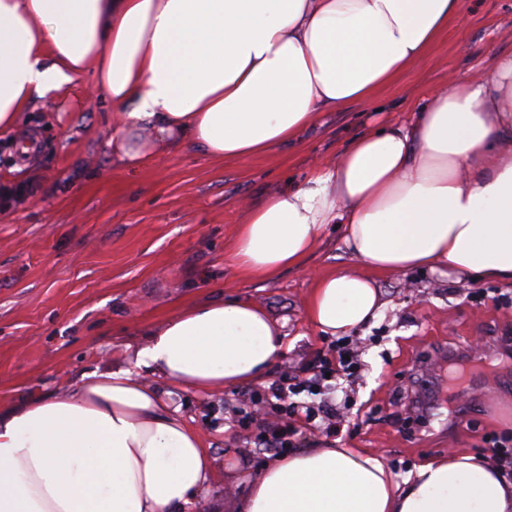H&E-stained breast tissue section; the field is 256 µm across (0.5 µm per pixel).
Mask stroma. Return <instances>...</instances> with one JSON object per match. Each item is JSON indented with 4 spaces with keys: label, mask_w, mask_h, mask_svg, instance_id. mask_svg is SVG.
<instances>
[{
    "label": "stroma",
    "mask_w": 512,
    "mask_h": 512,
    "mask_svg": "<svg viewBox=\"0 0 512 512\" xmlns=\"http://www.w3.org/2000/svg\"><path fill=\"white\" fill-rule=\"evenodd\" d=\"M512 54V0H464L461 21L375 104L322 113L299 140L242 160H215L183 143L130 171L113 159L114 122L103 96L87 104L94 73L37 100L0 133V409L56 393L95 369L133 368L152 331L186 307L237 297L283 326L286 348L261 379L218 394L152 385L199 432L213 459L208 484L182 512H243L249 475L274 458L255 448L259 423L235 427L237 410L260 413L264 390L296 375L336 339L305 319L312 280L286 270L270 280L241 274L228 255L247 202L306 180L364 125L407 119L447 73L479 75ZM21 189L20 199L5 189ZM309 269L357 268L339 225H329ZM383 316L359 331L361 371L347 389L341 444L382 456L397 479L449 449L480 453L489 439L512 454V287L430 271L382 275ZM484 345L462 394L448 398L439 353Z\"/></svg>",
    "instance_id": "1"
}]
</instances>
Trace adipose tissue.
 Here are the masks:
<instances>
[{
	"instance_id": "ef3b65f1",
	"label": "adipose tissue",
	"mask_w": 512,
	"mask_h": 512,
	"mask_svg": "<svg viewBox=\"0 0 512 512\" xmlns=\"http://www.w3.org/2000/svg\"><path fill=\"white\" fill-rule=\"evenodd\" d=\"M460 15L461 0H0V132L91 68L127 168L183 141L218 160L253 157L320 113L375 102ZM142 128L154 140L132 146ZM331 224L361 268L315 275L306 319L321 334L379 319L382 274L512 285V55L474 80L449 75L410 123L364 130L334 163L250 206L234 262L261 279L305 269ZM284 349L258 305L205 301L157 328L134 369L95 370L0 412V512H179L212 458L140 369L219 391ZM244 508L512 512V480L458 448L400 482L360 449L304 448L255 475Z\"/></svg>"
}]
</instances>
